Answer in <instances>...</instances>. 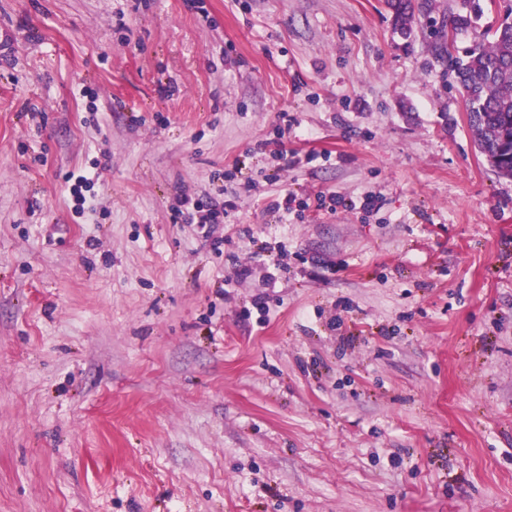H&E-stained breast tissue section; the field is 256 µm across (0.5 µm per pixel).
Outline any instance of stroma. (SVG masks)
<instances>
[{
  "instance_id": "35a3bbf8",
  "label": "stroma",
  "mask_w": 512,
  "mask_h": 512,
  "mask_svg": "<svg viewBox=\"0 0 512 512\" xmlns=\"http://www.w3.org/2000/svg\"><path fill=\"white\" fill-rule=\"evenodd\" d=\"M428 2L0 0V512H512V179ZM390 13L393 14V24L404 36H410L411 20L414 16V3L412 0H385Z\"/></svg>"
}]
</instances>
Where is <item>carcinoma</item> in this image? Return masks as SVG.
<instances>
[{
  "mask_svg": "<svg viewBox=\"0 0 512 512\" xmlns=\"http://www.w3.org/2000/svg\"><path fill=\"white\" fill-rule=\"evenodd\" d=\"M491 35L475 33L472 46L454 59L470 130L479 151L502 178L512 179V0ZM393 24L411 35L413 0H385Z\"/></svg>",
  "mask_w": 512,
  "mask_h": 512,
  "instance_id": "carcinoma-1",
  "label": "carcinoma"
}]
</instances>
